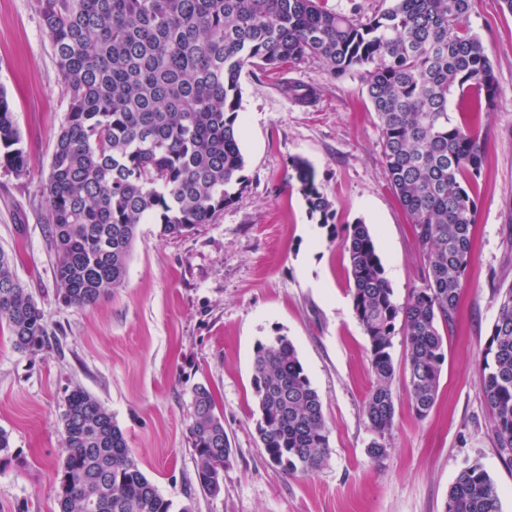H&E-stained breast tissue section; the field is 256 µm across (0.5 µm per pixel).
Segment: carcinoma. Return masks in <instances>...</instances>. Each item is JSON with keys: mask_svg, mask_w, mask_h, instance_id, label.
Segmentation results:
<instances>
[{"mask_svg": "<svg viewBox=\"0 0 512 512\" xmlns=\"http://www.w3.org/2000/svg\"><path fill=\"white\" fill-rule=\"evenodd\" d=\"M471 0H393L361 21L319 0H38L42 29L66 83L67 109L43 192L54 273L64 301L89 307L125 283L141 224L182 236L209 224L245 187L241 149L247 66L274 74L310 58L338 78L360 70L379 120L383 165L409 213L424 261L423 283L398 304L365 224L345 227L352 310L369 341L376 384L365 401L379 460L395 402L393 339L402 338L411 409L434 407L451 328L464 288L480 173L477 129L448 112L451 92L467 89L493 106L497 83L468 26ZM14 112L0 89V167L29 172ZM291 177L309 212L333 220L332 202L309 163ZM497 315L478 379L499 455L512 460V284H491ZM14 346L36 352L49 339L44 312L0 250V319ZM256 432L269 461L288 474H312L329 454L322 402L294 344L283 335L254 350ZM190 443L200 489L224 485L232 448L210 391L193 389ZM66 456L58 471L59 512L177 511L145 476L119 425L82 388L61 415ZM445 512H501L498 488L474 461L448 488Z\"/></svg>", "mask_w": 512, "mask_h": 512, "instance_id": "cac0c4a2", "label": "carcinoma"}]
</instances>
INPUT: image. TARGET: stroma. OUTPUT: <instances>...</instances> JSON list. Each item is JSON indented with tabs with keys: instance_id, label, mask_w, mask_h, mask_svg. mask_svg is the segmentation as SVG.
I'll use <instances>...</instances> for the list:
<instances>
[{
	"instance_id": "35a3bbf8",
	"label": "stroma",
	"mask_w": 512,
	"mask_h": 512,
	"mask_svg": "<svg viewBox=\"0 0 512 512\" xmlns=\"http://www.w3.org/2000/svg\"><path fill=\"white\" fill-rule=\"evenodd\" d=\"M468 24L493 64L498 92L483 112L466 111L456 94L448 103L454 119L475 123L484 141L471 189L477 225L466 285L433 410L418 419L405 377L396 375L394 424L385 456L375 460L364 413L375 376L352 311L342 229L363 223L374 232L397 302L421 286L423 261L385 173L362 74L336 78L317 59L285 69L289 81L318 89L316 101L302 105L282 93L276 76L244 69V190L212 223L182 237L139 225L124 286L80 309L64 302L54 275L42 192L66 83L37 0H0V87L31 161L25 177L0 168V250L51 334L31 354L15 349L0 324V427L12 441L10 458L0 460V512H58L60 416L76 387L112 414L159 492L177 507L193 503L194 512H444L449 486L474 461L498 486L501 512H512V461L497 452L478 381L497 314L489 282L512 283V13L501 0H472ZM298 158L332 201L334 227L310 215L291 177ZM278 334L296 346L330 430V454L310 476L270 463L256 434L254 350ZM198 384L212 392L232 448L216 494L200 491L188 443Z\"/></svg>"
}]
</instances>
